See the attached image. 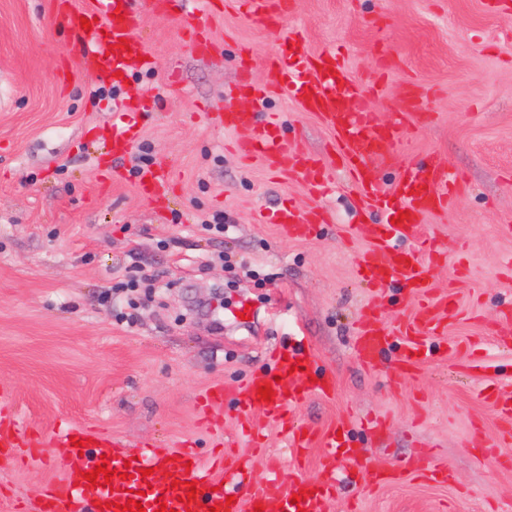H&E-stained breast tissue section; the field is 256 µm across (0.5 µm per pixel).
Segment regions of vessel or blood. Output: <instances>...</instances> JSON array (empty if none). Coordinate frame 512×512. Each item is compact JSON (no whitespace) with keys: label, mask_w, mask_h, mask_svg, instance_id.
Here are the masks:
<instances>
[{"label":"vessel or blood","mask_w":512,"mask_h":512,"mask_svg":"<svg viewBox=\"0 0 512 512\" xmlns=\"http://www.w3.org/2000/svg\"><path fill=\"white\" fill-rule=\"evenodd\" d=\"M195 0H91L89 6H76L74 0H54L53 10L64 23L75 45L90 68L101 78L120 84L122 75L133 70L157 68L156 59L146 58L145 47L138 38L143 7L165 16H177L186 22L185 31L199 53L212 50L213 44L205 28L194 22ZM245 15L260 19L273 30H281L293 4L291 0H241ZM91 20L90 28H82V20ZM289 60L273 57L267 64L268 79L256 84L251 67L242 64L238 90L255 104H263L271 94L286 93L298 98L304 111L315 113L340 145L339 159L343 168L357 182L360 193L378 221L365 225L368 246L357 265L358 276L375 288L398 282L417 296L429 292V263L439 259L440 252L430 241L419 248L403 249L397 242L415 237L421 224L438 213L447 211L457 190L458 181L449 169L431 162L403 172L391 189L376 182L369 161L387 163L390 148L397 138L400 123L382 122L370 108L365 90L350 77L340 54L332 48L314 50L301 37H289ZM140 115L135 104H125L113 113L112 125L106 135L113 156L129 153L140 135ZM224 129L237 135L241 154L261 159L269 170L290 180L306 181L312 194L325 188V174L319 160L288 145L281 137L276 119L259 122L256 112L227 109ZM172 180L171 171L161 165L141 174L140 192L151 201H161ZM330 215L318 208L300 211L295 205L282 203L271 215L289 238L312 236L318 225L329 223ZM455 314V298L443 297L437 306H422L417 318L402 321L398 333L404 338L403 352L397 370L408 376L429 355V340L444 328L436 317L437 307ZM389 341L387 328L378 322L376 309H368L359 330L356 347L364 361H373ZM272 367H262L241 387L216 385L207 393V405L236 403L241 415V431L252 446H260L262 432L250 418L251 411L260 410L280 426L287 446L308 448L320 444L319 474L316 480L301 475L284 476L279 468H271L263 486L251 487V470L247 458L233 463L234 482L223 487V440H216V450L200 457L190 442L175 448H123L106 437L93 438L87 428L68 425L46 434L29 427L20 428L11 412L13 395L9 387L0 385V465L11 463L16 449L27 451L28 458L37 459L47 448H64L68 454L64 472L48 481L38 494L39 512H118V505L127 503L131 492L142 495L145 512H157L167 504L172 512H326L336 494V469L347 463L350 470L375 480L379 470L362 457L347 440L338 438L337 427L323 434L304 433L295 423V410L313 396L331 397L335 378L324 375L320 382H311L312 359L298 349L274 350ZM272 387L275 398L267 402L258 394L259 386ZM107 461L115 476L111 482L73 483V473L94 470L100 461ZM197 485L196 498L186 501L188 482ZM308 490L306 500L295 504L293 493Z\"/></svg>","instance_id":"b4317fda"}]
</instances>
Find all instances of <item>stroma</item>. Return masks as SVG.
<instances>
[{"label":"stroma","mask_w":512,"mask_h":512,"mask_svg":"<svg viewBox=\"0 0 512 512\" xmlns=\"http://www.w3.org/2000/svg\"><path fill=\"white\" fill-rule=\"evenodd\" d=\"M217 43L199 55L175 17L145 12L139 36L159 65L116 87L83 63L48 0H0V383L13 391L21 426L53 432L80 425L133 447L194 441L211 449L200 399L214 384L242 385L276 346L303 343L336 393L313 397L300 420L344 426L350 441L403 480L376 487L342 479L329 512H512V442L487 392L512 394V4L500 0H295L286 28L311 47H337L350 75L385 72L371 107L393 121L408 94L391 187L431 160L459 178L447 213L420 236L442 258L429 266L436 296L459 306L418 371L393 379L401 340L370 363L359 356V321L378 310L386 328L415 316L401 284L375 291L356 276L367 241L357 191L338 167L336 142L315 113L270 96L289 144L317 157L333 183L313 197L302 181L274 180L242 161L224 130L239 96L240 49L252 75L281 50V33L248 18L239 0L197 16ZM139 98L134 149L112 161L100 145L116 103ZM171 166L164 207L145 198L148 164ZM320 207L333 221L311 238L287 239L266 221L282 200ZM223 217L224 235L205 231ZM248 305L249 320L233 310ZM463 343L452 353L449 341ZM63 449L0 468L5 500L35 502L61 472ZM449 479L433 483L429 464Z\"/></svg>","instance_id":"obj_1"}]
</instances>
